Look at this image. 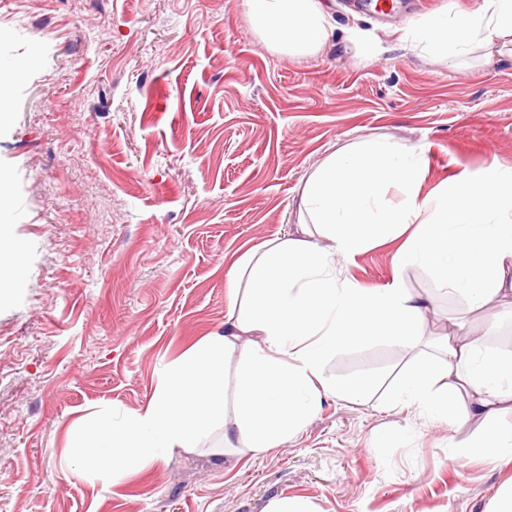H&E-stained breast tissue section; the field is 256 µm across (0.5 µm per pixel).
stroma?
Listing matches in <instances>:
<instances>
[{"mask_svg":"<svg viewBox=\"0 0 512 512\" xmlns=\"http://www.w3.org/2000/svg\"><path fill=\"white\" fill-rule=\"evenodd\" d=\"M332 14L323 52L292 59L243 0H0V240L21 248L0 288V512H489L512 487V462L454 467L449 440L479 422L402 448L403 415L331 399L258 457L178 449L112 486L61 458L75 417L143 407L162 362L223 328L232 265L296 232L331 147L424 142L428 190L512 166V44L451 65L371 12ZM392 251L349 271L385 287Z\"/></svg>","mask_w":512,"mask_h":512,"instance_id":"35a3bbf8","label":"stroma"}]
</instances>
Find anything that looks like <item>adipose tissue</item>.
Here are the masks:
<instances>
[{
    "mask_svg": "<svg viewBox=\"0 0 512 512\" xmlns=\"http://www.w3.org/2000/svg\"><path fill=\"white\" fill-rule=\"evenodd\" d=\"M261 40L291 58L315 57L333 33L327 0H243ZM400 39L455 61L475 45L512 42V0L463 8L442 0ZM426 150L360 137L309 175L299 222L244 252L225 281L224 328L157 373L136 411L101 408L68 428L72 473L112 485L166 461L175 449L214 457L259 456L299 433L325 398L362 403L378 387L379 411L405 414L402 441L474 419L489 429L453 457L512 460V335L486 326L479 339L426 340V313H464L512 296V167L490 160L422 193ZM398 241L389 283L364 287L348 265L371 246ZM414 274L420 289L407 286ZM412 359L393 374L392 356Z\"/></svg>",
    "mask_w": 512,
    "mask_h": 512,
    "instance_id": "adipose-tissue-1",
    "label": "adipose tissue"
}]
</instances>
